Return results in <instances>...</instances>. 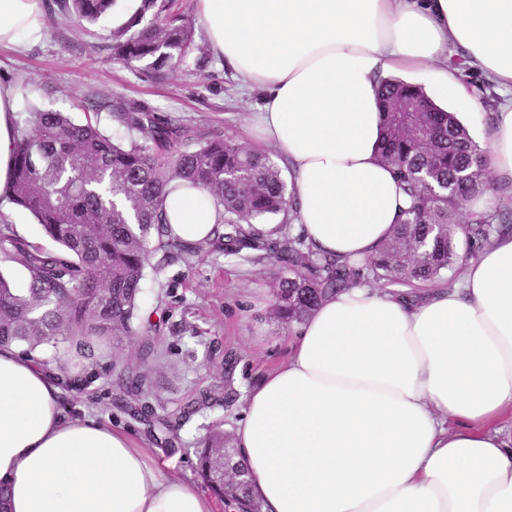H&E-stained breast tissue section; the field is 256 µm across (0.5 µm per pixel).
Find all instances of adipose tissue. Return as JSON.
I'll list each match as a JSON object with an SVG mask.
<instances>
[{"label":"adipose tissue","mask_w":512,"mask_h":512,"mask_svg":"<svg viewBox=\"0 0 512 512\" xmlns=\"http://www.w3.org/2000/svg\"><path fill=\"white\" fill-rule=\"evenodd\" d=\"M208 44L265 91L252 135L294 173L296 222L319 252L364 259L405 206L376 152L381 81L427 78L439 103L482 104L446 63L462 52L498 103L486 162L512 182V0H195ZM42 0H0V47L41 38ZM17 91L0 82V191L13 172ZM172 231L205 240L204 190L165 199ZM512 236L459 284L410 298L352 288L295 327L286 358L246 390L235 445L261 512H512ZM6 512H214L124 430L66 414L35 356L0 346Z\"/></svg>","instance_id":"ef3b65f1"}]
</instances>
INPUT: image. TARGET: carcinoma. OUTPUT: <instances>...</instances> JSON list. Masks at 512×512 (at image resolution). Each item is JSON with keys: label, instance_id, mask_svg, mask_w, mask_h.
<instances>
[{"label": "carcinoma", "instance_id": "obj_1", "mask_svg": "<svg viewBox=\"0 0 512 512\" xmlns=\"http://www.w3.org/2000/svg\"><path fill=\"white\" fill-rule=\"evenodd\" d=\"M115 0H61V14L95 23ZM193 42L191 22L172 9L171 0H141L122 26L112 30V53L131 64L148 62L162 72L182 61ZM382 112L380 161L398 180L410 205L378 252L360 262L320 253L301 235L274 239L248 229L270 224L292 208L293 195L278 162L250 151L220 133L199 137L189 126L157 115L141 102L118 100L106 116L75 122L68 114L30 108L16 115L12 182L0 196L27 210L53 241L51 250L0 224V264L29 273L22 289L0 274V345L17 343L40 361H54L68 376L61 350L85 358L104 336H124L141 294L148 258L155 270L172 261L190 262L202 246L172 234L163 207L166 194L180 186L208 193L219 210L212 235L224 255L280 266L274 283L275 312L286 324L298 322L333 293L364 281L415 288L456 283L462 263L512 234V209L467 212L464 205L494 190L484 154L455 116L439 108L422 87L388 79L378 90ZM415 104L418 112L398 108ZM152 344L138 362L116 377V404L153 388L148 373ZM220 386L183 407L191 417L234 401ZM224 447L220 423L210 426L199 453L202 476L220 495L214 473Z\"/></svg>", "mask_w": 512, "mask_h": 512}]
</instances>
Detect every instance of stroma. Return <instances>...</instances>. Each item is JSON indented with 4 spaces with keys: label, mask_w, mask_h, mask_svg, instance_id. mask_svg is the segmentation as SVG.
I'll return each mask as SVG.
<instances>
[{
    "label": "stroma",
    "mask_w": 512,
    "mask_h": 512,
    "mask_svg": "<svg viewBox=\"0 0 512 512\" xmlns=\"http://www.w3.org/2000/svg\"><path fill=\"white\" fill-rule=\"evenodd\" d=\"M57 2L43 0L40 41L21 52L0 47V82L16 87L18 111L36 105L80 119L88 107L134 100L181 119L198 134L217 131L255 149L251 126L264 93L243 90L213 55L194 0H174L175 11L192 20L194 44L184 64L159 75L145 63L113 59L111 19L82 26L65 19ZM279 274L273 265L212 248L192 264L175 261L148 271L132 332L99 339L96 362L67 358L69 370L83 376L80 391L63 394L67 414L121 427L170 471L197 474L198 443L207 426L219 422L234 434L242 403L205 409L186 421L182 408L217 385L245 392L285 356L293 330L273 311L272 284ZM147 343L155 347L149 363L155 387L129 406H116L110 377L122 363L138 361Z\"/></svg>",
    "instance_id": "stroma-1"
}]
</instances>
